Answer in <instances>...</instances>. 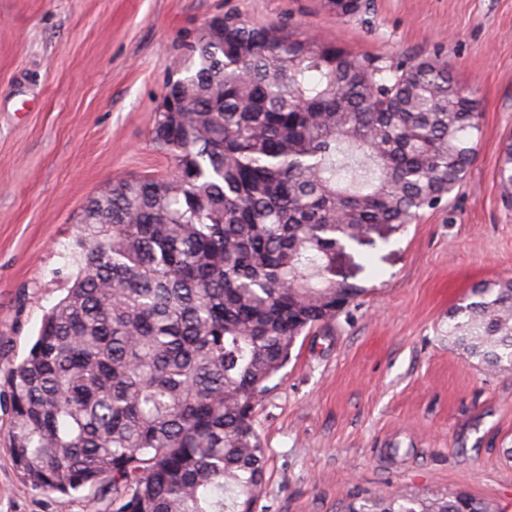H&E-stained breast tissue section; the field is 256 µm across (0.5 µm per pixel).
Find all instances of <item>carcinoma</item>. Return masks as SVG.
I'll return each mask as SVG.
<instances>
[{
  "label": "carcinoma",
  "instance_id": "1",
  "mask_svg": "<svg viewBox=\"0 0 512 512\" xmlns=\"http://www.w3.org/2000/svg\"><path fill=\"white\" fill-rule=\"evenodd\" d=\"M369 0H323L350 16ZM166 85L152 140L174 174L94 197L81 269L4 374L9 451L35 489L112 492L113 512H254V411L302 335L360 288L336 253L414 223L475 160L479 101L422 59L389 72L294 26L206 25ZM497 184L512 201V135ZM448 315V338L512 365V281ZM345 512H493L467 492Z\"/></svg>",
  "mask_w": 512,
  "mask_h": 512
}]
</instances>
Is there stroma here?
Wrapping results in <instances>:
<instances>
[{"mask_svg": "<svg viewBox=\"0 0 512 512\" xmlns=\"http://www.w3.org/2000/svg\"><path fill=\"white\" fill-rule=\"evenodd\" d=\"M229 10L291 23L381 67L447 65L481 103L475 161L452 200L372 227L336 256L350 313L300 337L255 412L266 449L256 512H345L395 493L464 490L512 512V368L448 340V314L512 279V203L497 186L512 135V0H0V368L24 359L79 271L89 198L172 163L151 131L182 45ZM90 489L35 490L0 437V512H110Z\"/></svg>", "mask_w": 512, "mask_h": 512, "instance_id": "obj_1", "label": "stroma"}]
</instances>
